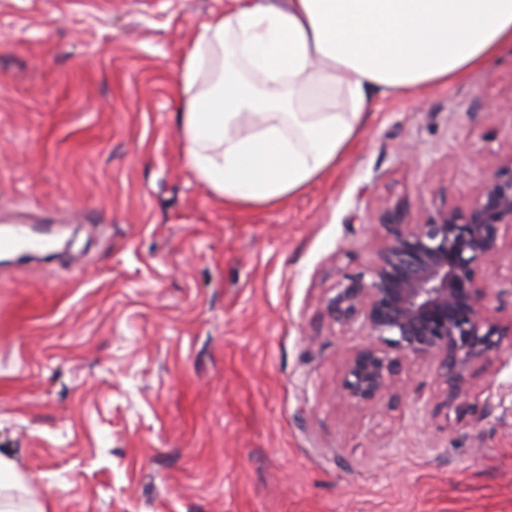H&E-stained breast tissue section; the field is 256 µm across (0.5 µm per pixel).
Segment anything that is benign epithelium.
<instances>
[{
	"instance_id": "obj_1",
	"label": "benign epithelium",
	"mask_w": 512,
	"mask_h": 512,
	"mask_svg": "<svg viewBox=\"0 0 512 512\" xmlns=\"http://www.w3.org/2000/svg\"><path fill=\"white\" fill-rule=\"evenodd\" d=\"M363 270L340 274L324 300L331 321L365 341L343 360L341 393L355 409L392 392L403 362L422 359L446 385L441 405L467 394V374L512 337L486 305V282L512 230V157L488 166L467 201L427 208L414 221L386 211Z\"/></svg>"
}]
</instances>
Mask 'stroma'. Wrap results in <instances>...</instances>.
Listing matches in <instances>:
<instances>
[{
    "label": "stroma",
    "mask_w": 512,
    "mask_h": 512,
    "mask_svg": "<svg viewBox=\"0 0 512 512\" xmlns=\"http://www.w3.org/2000/svg\"><path fill=\"white\" fill-rule=\"evenodd\" d=\"M225 0H0V453L48 512H512V345L441 406L340 392L327 316L375 226L462 204L512 156V48L377 98L345 161L282 205L225 208L183 164L174 70ZM487 305L512 320V236ZM47 247L48 243L45 240L30 237L22 231H19L15 235H1L0 237L1 251H14L26 248L25 252H31L46 249Z\"/></svg>",
    "instance_id": "obj_1"
}]
</instances>
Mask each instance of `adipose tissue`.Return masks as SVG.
Instances as JSON below:
<instances>
[{"instance_id": "ef3b65f1", "label": "adipose tissue", "mask_w": 512, "mask_h": 512, "mask_svg": "<svg viewBox=\"0 0 512 512\" xmlns=\"http://www.w3.org/2000/svg\"><path fill=\"white\" fill-rule=\"evenodd\" d=\"M512 47V0H234L177 70V133L196 181L228 207L303 195L360 137L376 95L488 69ZM0 453V512H47Z\"/></svg>"}]
</instances>
